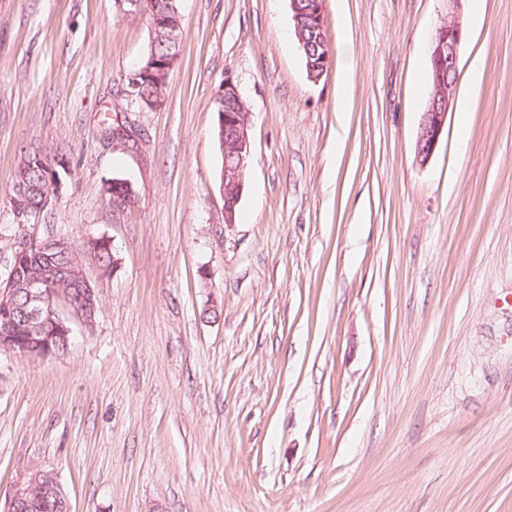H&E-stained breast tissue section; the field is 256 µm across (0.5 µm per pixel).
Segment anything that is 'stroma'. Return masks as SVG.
<instances>
[{"label":"stroma","mask_w":512,"mask_h":512,"mask_svg":"<svg viewBox=\"0 0 512 512\" xmlns=\"http://www.w3.org/2000/svg\"><path fill=\"white\" fill-rule=\"evenodd\" d=\"M165 104L122 89L145 17L0 0V282L22 150L70 165L27 227L118 264L61 356L0 352V503L30 466L72 512H512V0H463L427 164V48L448 0H325L311 80L289 0H180ZM252 114L224 222L215 94ZM131 124L129 149L110 131ZM131 181L114 210L103 192ZM306 36H307V45L309 47V52L311 53L312 57H318L320 59L322 55L324 54L323 48L326 50L325 55L318 61H313L316 58H311L310 55L307 53V60H306V53L305 51H302L303 57L305 60V65L307 62V68L310 73V78L313 80H318L326 71L328 63H329V54H328V48L326 41L324 39L323 48H322V39H319L320 32H310V28H306ZM320 71V75L318 77H315V72ZM116 181L112 179V181L106 185L105 187V193L108 196L109 201L112 203V207L117 210L124 209L129 203L133 201L134 198V189L132 186V183L128 181L127 179H121V178H115ZM120 179V180H118ZM120 195L124 202L122 203L121 200H118L120 196L113 197ZM116 201V203L113 202ZM117 205H119L121 208L118 209ZM130 205V204H129Z\"/></svg>","instance_id":"obj_1"}]
</instances>
